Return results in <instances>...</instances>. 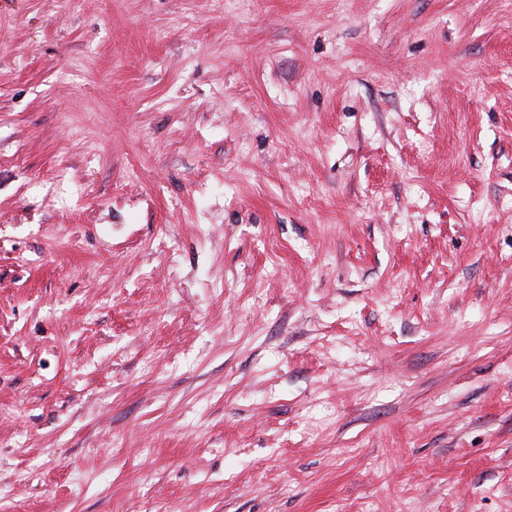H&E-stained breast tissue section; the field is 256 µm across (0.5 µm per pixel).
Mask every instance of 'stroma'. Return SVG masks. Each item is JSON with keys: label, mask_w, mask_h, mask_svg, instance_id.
Masks as SVG:
<instances>
[{"label": "stroma", "mask_w": 512, "mask_h": 512, "mask_svg": "<svg viewBox=\"0 0 512 512\" xmlns=\"http://www.w3.org/2000/svg\"><path fill=\"white\" fill-rule=\"evenodd\" d=\"M0 512H512V0H0Z\"/></svg>", "instance_id": "1"}]
</instances>
